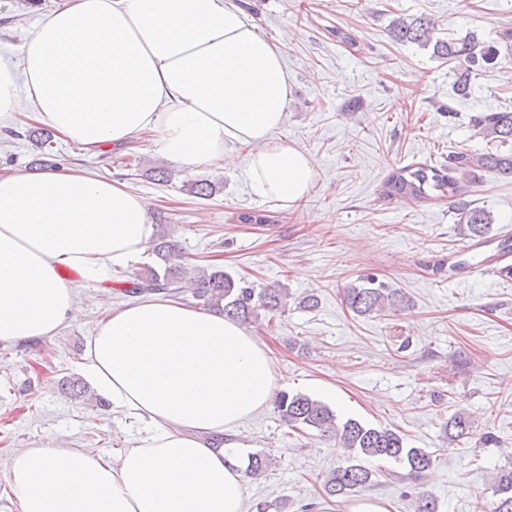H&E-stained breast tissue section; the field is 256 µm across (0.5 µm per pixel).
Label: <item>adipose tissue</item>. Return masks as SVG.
I'll return each mask as SVG.
<instances>
[{
  "label": "adipose tissue",
  "mask_w": 512,
  "mask_h": 512,
  "mask_svg": "<svg viewBox=\"0 0 512 512\" xmlns=\"http://www.w3.org/2000/svg\"><path fill=\"white\" fill-rule=\"evenodd\" d=\"M283 53L226 0H63L19 58L0 55V126L25 109L91 154L150 132L167 158L193 164L244 148L252 190L294 205L316 171L273 137L291 95ZM151 233L144 199L122 182L0 174V342L55 335L77 308L62 269L104 280ZM82 368L137 434L110 454L0 456L19 512H245L238 429L276 389L263 342L223 314L149 298L109 310Z\"/></svg>",
  "instance_id": "adipose-tissue-1"
}]
</instances>
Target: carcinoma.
<instances>
[{"label": "carcinoma", "mask_w": 512, "mask_h": 512, "mask_svg": "<svg viewBox=\"0 0 512 512\" xmlns=\"http://www.w3.org/2000/svg\"><path fill=\"white\" fill-rule=\"evenodd\" d=\"M390 34L396 42L433 45V55L457 63L455 90L465 98L472 89V76L478 68L497 59V50L487 46L473 35L458 39L437 37V23L429 17H417L407 22L392 23ZM474 126L485 139L500 144L512 141V112H487L474 119ZM495 171L512 177V153L453 151L448 153V163L428 165L416 163L392 169L384 182V195L400 200L424 201L430 193L448 198L457 205L459 223L466 225L470 236L483 238L491 229L492 218L483 210L465 203L464 182L478 171ZM179 245L163 229L149 241L147 254L152 263L133 273L127 281L129 287L122 293L131 296L142 293H176L191 290L193 297L208 307H220L232 319L246 322L257 311L276 315L285 307L286 289L283 286L248 284L235 279L223 269L213 266L189 277L178 262ZM344 302L356 316L379 314L387 309L402 307L409 299L399 290L390 288L366 276L359 283L349 285L344 291ZM61 389L75 399L89 393V387L79 379L65 378ZM276 407L283 420L294 431L314 429L324 437L339 439L341 447L354 455L332 470L324 479L322 493L325 497L346 498L371 483L372 472L360 463V458L392 459L407 467L406 478L418 480L433 469L436 458L423 448H410L398 431L367 426L349 419L336 424V414L325 403L303 393L281 391L276 396ZM448 445H455L472 434V420L459 409L443 423ZM483 512H512V468L501 470L492 488V500L480 506Z\"/></svg>", "instance_id": "obj_1"}]
</instances>
